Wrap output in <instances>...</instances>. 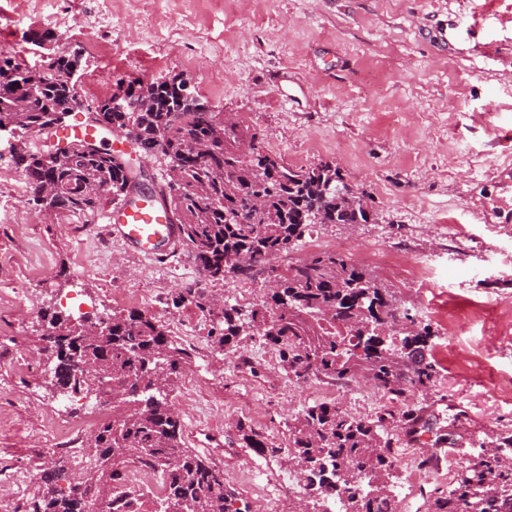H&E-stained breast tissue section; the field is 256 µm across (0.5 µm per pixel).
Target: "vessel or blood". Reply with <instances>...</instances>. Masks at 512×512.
Returning <instances> with one entry per match:
<instances>
[{"label":"vessel or blood","instance_id":"b4317fda","mask_svg":"<svg viewBox=\"0 0 512 512\" xmlns=\"http://www.w3.org/2000/svg\"><path fill=\"white\" fill-rule=\"evenodd\" d=\"M108 230L144 255L177 247L178 231L159 192L140 195L107 215Z\"/></svg>","mask_w":512,"mask_h":512}]
</instances>
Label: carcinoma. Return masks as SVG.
<instances>
[{"mask_svg":"<svg viewBox=\"0 0 512 512\" xmlns=\"http://www.w3.org/2000/svg\"><path fill=\"white\" fill-rule=\"evenodd\" d=\"M76 58L59 55L54 64L30 68L16 53H0V126L25 132L69 113L81 98L76 84L62 78ZM185 79L175 75L160 83L119 81L127 111L102 112L101 123L130 133L139 151L169 157L162 200L169 207L179 240L191 250L203 279L227 275L252 278L274 259L288 254L311 228L322 224H367L373 207L358 192L351 204L338 185L346 179L333 162L293 166L263 150L257 135L238 122L224 125L216 112L187 108L171 111ZM249 140L256 157L246 160L238 145ZM204 143L207 152L193 151ZM28 192L37 197L49 186L56 190L41 204L46 211L83 215L101 212L108 200H122L137 174L122 158L94 154H63L44 159L24 150L16 157ZM92 181L102 192L82 191ZM179 308L216 306L200 284H189L173 297ZM401 311L390 292L366 269L340 255L315 256L274 276L268 295L255 305L248 322L224 306L212 320L210 336L222 347L237 342L250 328L274 346L284 371L297 380L369 379L388 395L392 405L375 419H359L326 402L306 408L290 431V454L308 480V492L288 512H323L329 487L336 490L339 512H396L389 489L393 466L386 422L399 412L407 424L421 421L422 409L412 405L417 391L435 377L422 351L431 338L426 326L385 333ZM100 323L108 333L87 334L66 316L46 317V333L37 346L53 365L52 383L62 392L77 393L86 381L71 364L78 350L97 373V393L112 386V420L90 436V463L78 465L75 455L48 451L39 463L38 492L23 512H91L109 489L102 512H241L236 496L224 487V471L189 448L170 398L192 363L191 349L178 342L166 326L141 313L114 314ZM241 448H266L265 438L251 425L236 423ZM494 451L455 473L448 494L434 498L428 512H512V435H490ZM132 461L157 470L165 493L152 497L122 483L121 464ZM73 486L67 491L60 482Z\"/></svg>","mask_w":512,"mask_h":512,"instance_id":"cac0c4a2","label":"carcinoma"}]
</instances>
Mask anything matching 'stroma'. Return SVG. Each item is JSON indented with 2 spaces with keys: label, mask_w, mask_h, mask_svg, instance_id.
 <instances>
[{
  "label": "stroma",
  "mask_w": 512,
  "mask_h": 512,
  "mask_svg": "<svg viewBox=\"0 0 512 512\" xmlns=\"http://www.w3.org/2000/svg\"><path fill=\"white\" fill-rule=\"evenodd\" d=\"M82 58L79 84L112 94L117 80L145 84L183 76L212 111L236 115L264 149L296 166L333 162L373 197L368 224H316L293 249L315 256L314 239L344 240L347 258L389 288L432 340L434 386L417 395L425 430L475 462L485 433L512 434V0H0V51L32 65L34 31ZM0 512H21L37 485L57 423L84 422L96 397L61 396L52 366L34 357L44 312L92 321L112 315V291L134 288L132 310L161 321L194 351L173 405L184 434L224 450L227 486L241 492L244 464L288 469L289 431L309 405L261 337L231 348L210 337L212 317L172 298L199 273L187 248L164 258L112 238L105 215L35 209L13 175L10 136L0 134ZM384 245L423 262L430 285L408 291L375 266ZM266 275L209 283L215 299L249 315ZM249 420L270 452L236 443Z\"/></svg>",
  "instance_id": "35a3bbf8"
}]
</instances>
